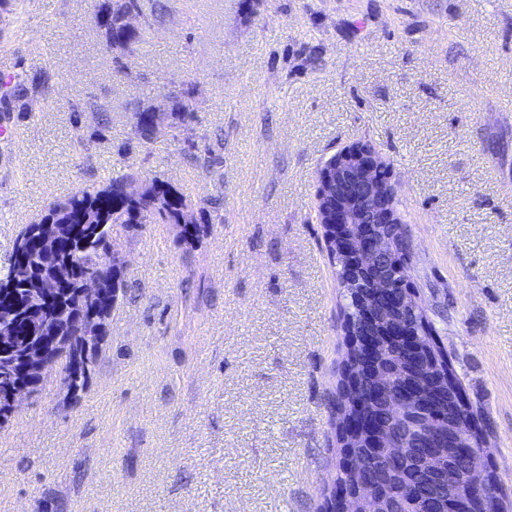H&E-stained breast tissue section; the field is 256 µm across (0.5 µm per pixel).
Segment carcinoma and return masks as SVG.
<instances>
[{"mask_svg":"<svg viewBox=\"0 0 512 512\" xmlns=\"http://www.w3.org/2000/svg\"><path fill=\"white\" fill-rule=\"evenodd\" d=\"M166 2L153 0L147 12L142 0H91L100 51L111 58L119 70H125L122 58L135 56L149 33L165 18ZM133 12L144 19L140 29L125 22ZM47 82V77L35 73L1 84L0 101L29 116L39 110L41 89ZM164 94L169 97L167 132L155 123L154 104L139 101L129 108L133 138L144 146L161 136L174 138L176 130L191 131L198 122V106L191 84L172 82ZM206 203L205 199H191L172 182L157 175L142 177L132 172H119L96 185L78 187L65 198L50 203L38 220L18 232L0 262V290H5L0 295V307L15 308L14 341L6 347L0 346V426L9 423L16 413L7 402V391L23 386L33 392L45 377L43 373L29 377L22 371L26 350L41 340L37 332L39 322L48 321L54 326V331L46 335L56 339L52 369L58 371L66 396L75 399L87 390L112 312L118 306L112 292L114 227L182 224L183 233L176 236V241L193 249L203 237L201 224ZM47 227L57 232L65 248L54 257L30 253L26 269H21L16 244L21 240L33 241ZM89 275L96 277L99 283V293L93 300L84 294V282ZM379 345L376 368L385 372L390 395H395L397 388L406 381L414 383V399L405 402L410 409L415 410L419 403L434 399L446 403L448 396L459 388L457 379L448 378L442 370L432 375H414L412 361L400 346L384 339ZM335 408L337 439L341 443L353 405L342 395ZM448 426L454 429L451 438L455 441L462 443L475 435L469 410L449 408L448 422L431 425L432 434L437 436V447L445 452L448 451ZM341 452L364 458L367 474H377L381 466L380 457L367 452L354 439L345 443ZM379 491L389 505L403 503L401 474L385 476Z\"/></svg>","mask_w":512,"mask_h":512,"instance_id":"carcinoma-1","label":"carcinoma"}]
</instances>
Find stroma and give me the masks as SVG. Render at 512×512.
<instances>
[{
    "label": "stroma",
    "mask_w": 512,
    "mask_h": 512,
    "mask_svg": "<svg viewBox=\"0 0 512 512\" xmlns=\"http://www.w3.org/2000/svg\"><path fill=\"white\" fill-rule=\"evenodd\" d=\"M169 5L123 74L90 0H0V75L49 83L34 116L0 109V255L115 171L216 200L188 255L171 225L114 228L129 288L91 384L71 400L48 375L0 427V512H320L347 345L317 173L356 143L385 163L408 286L511 504L512 0ZM189 74L210 163L131 143L129 104Z\"/></svg>",
    "instance_id": "obj_1"
}]
</instances>
